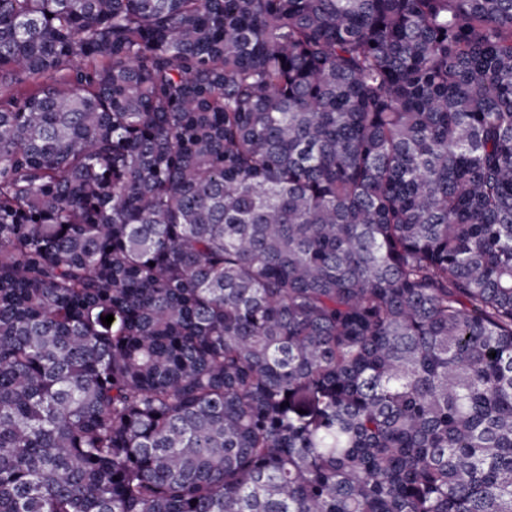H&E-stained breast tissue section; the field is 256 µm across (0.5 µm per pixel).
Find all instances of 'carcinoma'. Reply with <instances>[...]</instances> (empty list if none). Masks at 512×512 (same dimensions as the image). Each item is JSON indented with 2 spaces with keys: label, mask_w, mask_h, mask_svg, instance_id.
Here are the masks:
<instances>
[{
  "label": "carcinoma",
  "mask_w": 512,
  "mask_h": 512,
  "mask_svg": "<svg viewBox=\"0 0 512 512\" xmlns=\"http://www.w3.org/2000/svg\"><path fill=\"white\" fill-rule=\"evenodd\" d=\"M0 512H512V0H0Z\"/></svg>",
  "instance_id": "obj_1"
}]
</instances>
